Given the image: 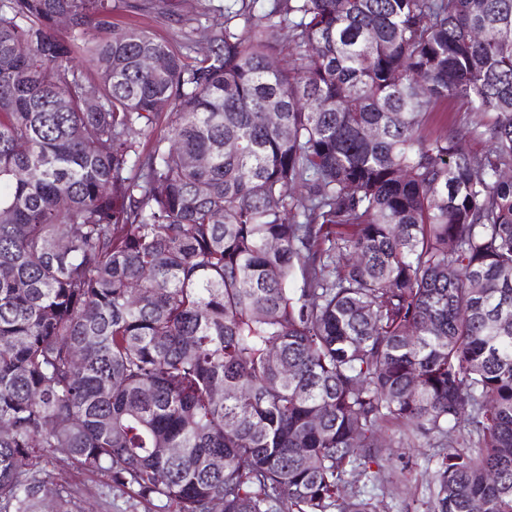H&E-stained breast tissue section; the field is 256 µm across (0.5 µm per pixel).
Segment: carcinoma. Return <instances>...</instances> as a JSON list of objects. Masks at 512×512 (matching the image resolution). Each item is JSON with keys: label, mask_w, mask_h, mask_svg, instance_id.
<instances>
[{"label": "carcinoma", "mask_w": 512, "mask_h": 512, "mask_svg": "<svg viewBox=\"0 0 512 512\" xmlns=\"http://www.w3.org/2000/svg\"><path fill=\"white\" fill-rule=\"evenodd\" d=\"M235 2L0 0V512H375L387 422L512 512V0ZM232 0H172L174 10L183 18L192 20L175 23L173 17L149 9L141 15L130 16L121 10L113 13L118 26L138 25L154 37L177 49L184 61L194 65L208 49V35L211 27L224 21V7ZM60 473L62 474L58 475V477H60L62 482L87 489L91 492L87 498L89 497L92 500H96L95 492L97 491V488H99V484L102 480L101 476L97 472L85 469L69 468L63 470V472L60 471Z\"/></svg>", "instance_id": "cac0c4a2"}]
</instances>
